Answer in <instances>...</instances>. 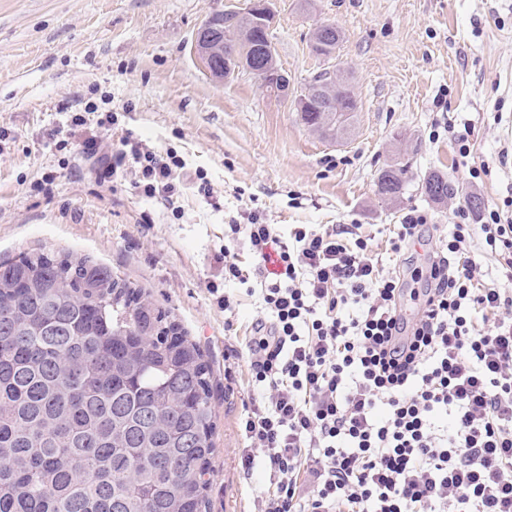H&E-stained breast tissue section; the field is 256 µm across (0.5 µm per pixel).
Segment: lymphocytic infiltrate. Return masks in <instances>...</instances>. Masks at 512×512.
<instances>
[{"mask_svg": "<svg viewBox=\"0 0 512 512\" xmlns=\"http://www.w3.org/2000/svg\"><path fill=\"white\" fill-rule=\"evenodd\" d=\"M182 166L128 130L99 176L134 168L139 193L176 214ZM456 216L410 289L359 225L285 235L256 208L225 225V284L262 297L231 352L251 383L242 466L264 473L258 512H512V292L485 283L469 250L479 236L512 280V199L475 225L465 206ZM428 228L425 211L409 210L387 239L393 261L424 246Z\"/></svg>", "mask_w": 512, "mask_h": 512, "instance_id": "lymphocytic-infiltrate-1", "label": "lymphocytic infiltrate"}]
</instances>
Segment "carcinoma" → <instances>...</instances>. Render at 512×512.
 Returning <instances> with one entry per match:
<instances>
[{"mask_svg": "<svg viewBox=\"0 0 512 512\" xmlns=\"http://www.w3.org/2000/svg\"><path fill=\"white\" fill-rule=\"evenodd\" d=\"M251 58L267 35L228 25ZM346 83L317 116L348 135ZM391 166L378 193L398 199ZM421 189L441 201L439 174ZM212 371L200 347L142 290L89 257L45 249L0 260V512H206L214 453Z\"/></svg>", "mask_w": 512, "mask_h": 512, "instance_id": "carcinoma-1", "label": "carcinoma"}]
</instances>
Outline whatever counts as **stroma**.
<instances>
[{"mask_svg":"<svg viewBox=\"0 0 512 512\" xmlns=\"http://www.w3.org/2000/svg\"><path fill=\"white\" fill-rule=\"evenodd\" d=\"M219 4L0 0V258L38 247L91 256L176 318L214 377L207 510L253 512L263 474L240 469L250 386L245 365H227L224 351L244 344L258 303L236 290L237 332L225 334L209 291L224 282L225 222L253 205L284 233L353 222L381 254L386 228L410 209L428 211L445 236L470 197L502 205L512 197V166L501 163L512 154V0H275L272 37L295 87L324 67L309 49L314 28L331 23L344 34L332 64L350 76L358 112L343 139L311 131L292 100L267 95L249 72L221 82L206 75L192 40ZM104 95L118 117L109 135L99 134V112L72 128L71 107ZM125 128L177 153L185 174L203 170L208 193L187 186L177 217L138 193L134 172L103 185L93 159L56 148L96 134L107 155ZM470 160L487 175L469 179ZM391 165L410 178L395 201L377 192ZM432 172L453 188L444 202L421 191Z\"/></svg>","mask_w":512,"mask_h":512,"instance_id":"obj_1","label":"stroma"}]
</instances>
